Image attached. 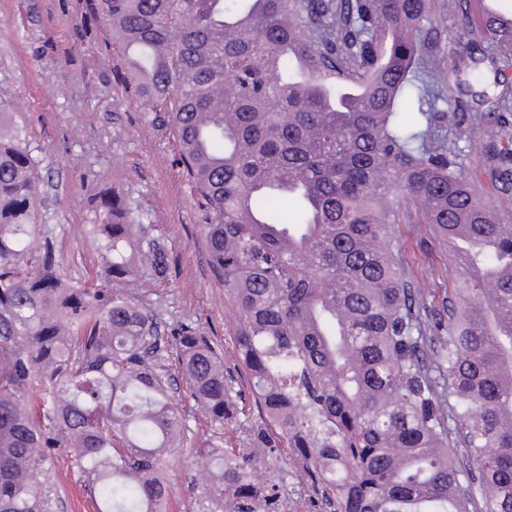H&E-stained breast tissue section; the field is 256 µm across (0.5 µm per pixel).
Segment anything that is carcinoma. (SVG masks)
Listing matches in <instances>:
<instances>
[{
  "label": "carcinoma",
  "instance_id": "cac0c4a2",
  "mask_svg": "<svg viewBox=\"0 0 512 512\" xmlns=\"http://www.w3.org/2000/svg\"><path fill=\"white\" fill-rule=\"evenodd\" d=\"M154 122L175 130L204 244L237 313L234 365L191 324L161 329L131 285L168 281L152 225L108 189L60 269L41 160L0 100V512H47L65 442L96 512H167L187 427L176 370L213 434L212 512H275L301 461L329 512H512V122L440 109L459 76L512 67V26L472 0H100ZM455 28L453 67L432 44ZM484 142L480 198L460 158ZM448 241L459 288L422 312L392 232ZM251 400L255 421H239ZM245 443L224 447V429Z\"/></svg>",
  "mask_w": 512,
  "mask_h": 512
}]
</instances>
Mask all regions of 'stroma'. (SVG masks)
<instances>
[{
    "mask_svg": "<svg viewBox=\"0 0 512 512\" xmlns=\"http://www.w3.org/2000/svg\"><path fill=\"white\" fill-rule=\"evenodd\" d=\"M91 7L90 0H0V98L11 102L41 159L40 208L45 223L61 227V269L77 280L97 265L98 254L83 236L92 195L119 191L154 224L170 252L167 284L140 283L141 297L167 327L194 324L231 351L236 314L210 270L200 236L203 211L178 161L176 136L153 123L120 43ZM393 233L407 280L422 289L427 307L441 308L458 275L447 243L425 224L403 221ZM179 406L189 431L165 467L168 512H206L193 460L209 423L192 402ZM301 473L297 464L279 477L267 473V481L278 484L279 512H321ZM42 479L54 512H96L71 449L50 450Z\"/></svg>",
    "mask_w": 512,
    "mask_h": 512,
    "instance_id": "1",
    "label": "stroma"
}]
</instances>
